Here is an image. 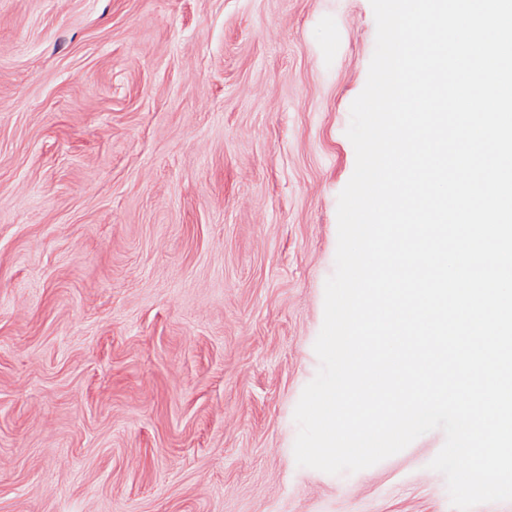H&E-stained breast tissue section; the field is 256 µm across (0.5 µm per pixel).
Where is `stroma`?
I'll list each match as a JSON object with an SVG mask.
<instances>
[{
    "label": "stroma",
    "mask_w": 512,
    "mask_h": 512,
    "mask_svg": "<svg viewBox=\"0 0 512 512\" xmlns=\"http://www.w3.org/2000/svg\"><path fill=\"white\" fill-rule=\"evenodd\" d=\"M370 0H0V512H452L430 431L299 466Z\"/></svg>",
    "instance_id": "obj_1"
}]
</instances>
